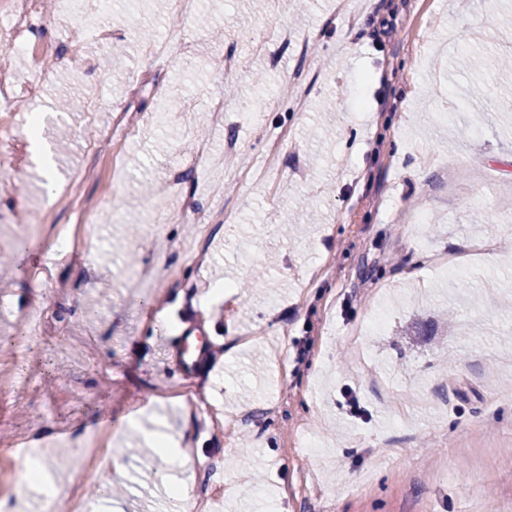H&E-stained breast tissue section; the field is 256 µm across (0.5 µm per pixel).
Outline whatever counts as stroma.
<instances>
[{"label":"stroma","mask_w":512,"mask_h":512,"mask_svg":"<svg viewBox=\"0 0 512 512\" xmlns=\"http://www.w3.org/2000/svg\"><path fill=\"white\" fill-rule=\"evenodd\" d=\"M79 2L111 43L77 35L44 0L31 52L11 57L40 92L0 112L19 128L42 116L60 184L97 163L82 187L89 246L67 259L20 235L71 221L45 202L40 165L26 150L0 164V209L13 212L0 222V494L43 512L19 477L29 443L55 460V512H70L73 485L103 483L116 512H183L173 482L217 491L212 512H512V82L458 65L464 52L512 57L500 40L512 0H308L296 12L200 0L209 25L178 31L170 0ZM248 14L288 23L296 42L255 51ZM174 32L194 48L190 66L141 57ZM76 48L82 64H59ZM226 53L243 62L229 77L211 66ZM219 96L220 132L207 112ZM119 112L139 133L118 160L95 156ZM281 131L278 176L251 180ZM228 136L241 163L224 161ZM204 138L213 150L196 169ZM173 175L213 216L207 253L157 202ZM253 277L252 293L204 295ZM30 307L50 317L33 337ZM186 327L202 346L194 393L224 405L215 428L175 400L178 357L158 369ZM161 420L176 440L162 465L144 439ZM80 431L111 432L122 469L78 470Z\"/></svg>","instance_id":"1"}]
</instances>
